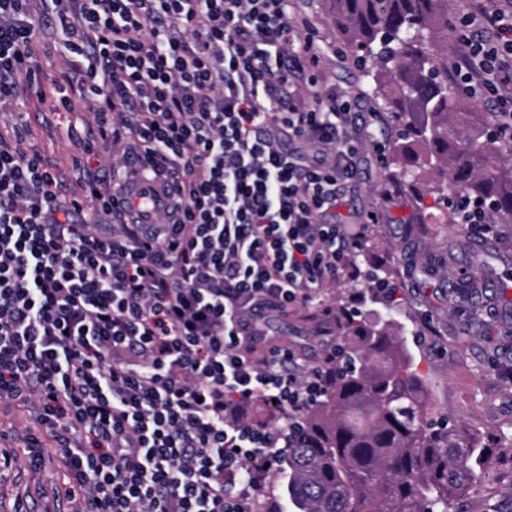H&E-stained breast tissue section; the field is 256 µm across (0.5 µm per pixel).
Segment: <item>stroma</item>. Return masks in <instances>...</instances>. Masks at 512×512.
Returning a JSON list of instances; mask_svg holds the SVG:
<instances>
[{"mask_svg": "<svg viewBox=\"0 0 512 512\" xmlns=\"http://www.w3.org/2000/svg\"><path fill=\"white\" fill-rule=\"evenodd\" d=\"M310 34L319 46V75L324 85H338L356 94L364 108L374 112L369 131L362 136L356 158L358 173L348 181L336 202V218L344 224L365 225L367 254L351 259L340 279L324 293L330 306L354 307L361 273L367 265L398 268L399 322L410 332L406 344L437 410L450 421L464 424L483 440L497 443L481 481L458 500L457 512H512V309L492 289L482 288V270L462 258L464 245L490 241L498 255L499 276H512V226L493 225L489 234L458 232L441 224L432 198L417 202L422 184L396 190L387 165L390 146L401 123L375 94V84L358 66L327 8L326 0H301ZM58 30H38L35 54L43 86L65 85L67 66L57 46ZM33 131L49 163L71 165L78 143L86 135L79 112H53L37 92L16 107ZM423 210L427 223L417 238L403 231L404 219ZM466 279L479 283L476 296L464 298L455 285ZM271 339L288 344L305 367L319 366L338 336L335 321L314 306L300 308L265 322ZM15 480L0 488V512H11L17 495L39 507L41 490L66 491L70 484L57 461L45 463L39 473L29 469L28 452L16 451Z\"/></svg>", "mask_w": 512, "mask_h": 512, "instance_id": "35a3bbf8", "label": "stroma"}]
</instances>
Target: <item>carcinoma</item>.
<instances>
[{
	"label": "carcinoma",
	"instance_id": "cac0c4a2",
	"mask_svg": "<svg viewBox=\"0 0 512 512\" xmlns=\"http://www.w3.org/2000/svg\"><path fill=\"white\" fill-rule=\"evenodd\" d=\"M343 38L373 61L376 94L405 119L389 163L404 177L429 176L437 202L460 187L465 200L442 210L460 227L463 205L488 207L512 224V140L490 113L448 85L438 44L448 0H329ZM292 448L279 456L292 512H450L482 475L491 449L438 415L393 313L369 322L343 312L336 359Z\"/></svg>",
	"mask_w": 512,
	"mask_h": 512
}]
</instances>
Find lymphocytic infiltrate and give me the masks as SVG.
Wrapping results in <instances>:
<instances>
[{"mask_svg": "<svg viewBox=\"0 0 512 512\" xmlns=\"http://www.w3.org/2000/svg\"><path fill=\"white\" fill-rule=\"evenodd\" d=\"M288 0H0V105L38 80L37 29L59 28L88 118L60 182L24 126L0 134V407L33 412L32 468L73 493L43 512H269L270 476L318 370L263 323L318 303L363 233L328 221L355 177L350 92L305 79L318 51ZM453 81L512 133V0L459 16ZM138 159L169 207L133 224L118 203ZM92 207L99 224L82 214ZM286 425L256 428L257 403Z\"/></svg>", "mask_w": 512, "mask_h": 512, "instance_id": "lymphocytic-infiltrate-1", "label": "lymphocytic infiltrate"}]
</instances>
